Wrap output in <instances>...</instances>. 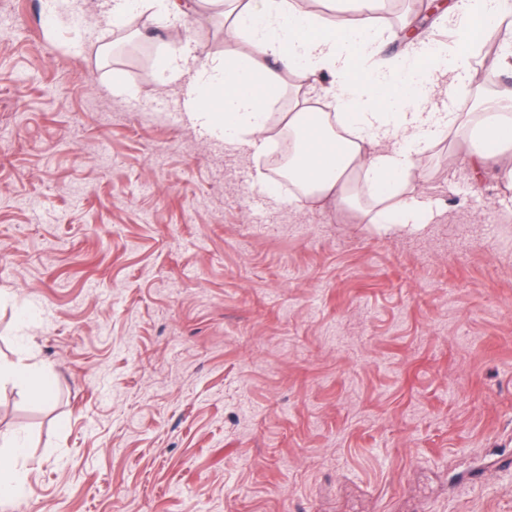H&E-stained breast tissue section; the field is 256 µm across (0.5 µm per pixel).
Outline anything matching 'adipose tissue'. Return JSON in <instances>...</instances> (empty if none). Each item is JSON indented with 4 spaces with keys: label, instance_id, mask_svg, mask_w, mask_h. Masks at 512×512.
Instances as JSON below:
<instances>
[{
    "label": "adipose tissue",
    "instance_id": "ef3b65f1",
    "mask_svg": "<svg viewBox=\"0 0 512 512\" xmlns=\"http://www.w3.org/2000/svg\"><path fill=\"white\" fill-rule=\"evenodd\" d=\"M379 0H335L325 17L297 0H247L225 31L222 62L197 64L182 46L161 62L169 80L186 83V105L208 132L263 154L269 143L265 108L281 96L283 78L308 81L288 114L301 140L290 159L297 185L315 199L361 210L368 224H412L420 204L408 182L415 155L453 129L467 142L473 176L501 165L512 149V94L506 111L450 112L437 87L468 85L472 49L489 37L512 41V0H456L437 37L409 44L401 60L383 57L390 29H379ZM91 27L112 25L135 11L172 19L181 0H98Z\"/></svg>",
    "mask_w": 512,
    "mask_h": 512
}]
</instances>
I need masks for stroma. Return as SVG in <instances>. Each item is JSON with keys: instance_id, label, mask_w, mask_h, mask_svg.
Segmentation results:
<instances>
[{"instance_id": "1", "label": "stroma", "mask_w": 512, "mask_h": 512, "mask_svg": "<svg viewBox=\"0 0 512 512\" xmlns=\"http://www.w3.org/2000/svg\"><path fill=\"white\" fill-rule=\"evenodd\" d=\"M190 2L0 0V512H512V187L449 131L420 226L268 193L160 69L224 54ZM181 0H99L98 11L90 18V26L98 27L102 23L114 25L135 11L157 9L174 20H181L185 13ZM10 448H14L13 458L0 456V498L5 501L20 496L24 490V477L17 470L14 458L21 457L25 449L19 442Z\"/></svg>"}]
</instances>
